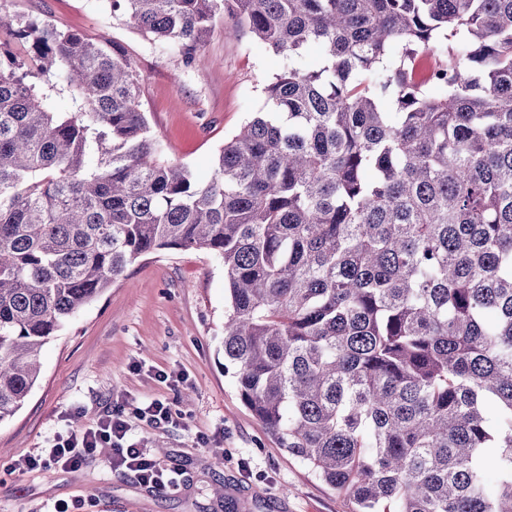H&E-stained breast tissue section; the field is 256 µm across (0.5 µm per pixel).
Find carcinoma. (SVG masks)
<instances>
[{
  "instance_id": "obj_1",
  "label": "carcinoma",
  "mask_w": 512,
  "mask_h": 512,
  "mask_svg": "<svg viewBox=\"0 0 512 512\" xmlns=\"http://www.w3.org/2000/svg\"><path fill=\"white\" fill-rule=\"evenodd\" d=\"M107 2L186 67L230 18L288 68L201 182L121 45L0 9V421L129 265L203 251L224 372L351 512H512V0Z\"/></svg>"
}]
</instances>
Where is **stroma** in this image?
Wrapping results in <instances>:
<instances>
[{
    "label": "stroma",
    "instance_id": "35a3bbf8",
    "mask_svg": "<svg viewBox=\"0 0 512 512\" xmlns=\"http://www.w3.org/2000/svg\"><path fill=\"white\" fill-rule=\"evenodd\" d=\"M0 6L125 47L141 74L153 135L200 180L264 103L284 59L241 32L216 26L206 67L183 69L105 0H0ZM224 269L201 251H170L132 264L41 351V376L24 406L0 421V512H40L49 501L77 512H351L310 468L279 448L224 373ZM168 401L172 423L130 418V435L184 472L177 490H152L109 469L95 453L82 466L16 472L15 460L81 434L116 405Z\"/></svg>",
    "mask_w": 512,
    "mask_h": 512
}]
</instances>
